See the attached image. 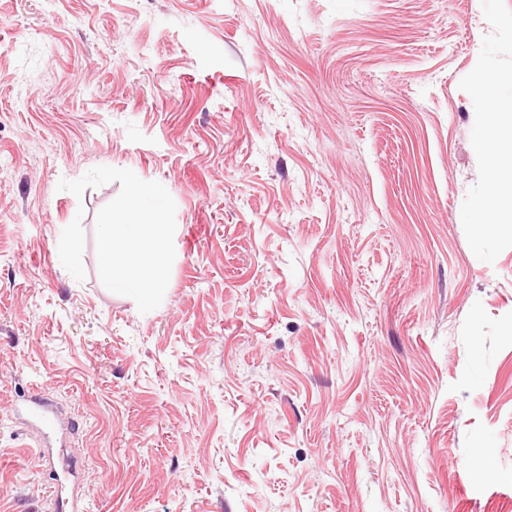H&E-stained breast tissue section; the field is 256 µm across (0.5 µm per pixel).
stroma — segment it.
Wrapping results in <instances>:
<instances>
[{"mask_svg": "<svg viewBox=\"0 0 512 512\" xmlns=\"http://www.w3.org/2000/svg\"><path fill=\"white\" fill-rule=\"evenodd\" d=\"M512 0H0V512H512V228L462 216ZM167 288L99 275L131 178Z\"/></svg>", "mask_w": 512, "mask_h": 512, "instance_id": "stroma-1", "label": "stroma"}]
</instances>
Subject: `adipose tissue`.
Segmentation results:
<instances>
[{"instance_id": "adipose-tissue-1", "label": "adipose tissue", "mask_w": 512, "mask_h": 512, "mask_svg": "<svg viewBox=\"0 0 512 512\" xmlns=\"http://www.w3.org/2000/svg\"><path fill=\"white\" fill-rule=\"evenodd\" d=\"M474 93L483 103V116L472 131V147L489 165L490 187L472 199L465 220L483 237L512 223V81L488 74ZM128 203L123 219L103 227L106 260L100 273L114 293L149 306L165 291L161 257L170 227L160 220L163 206L154 186L131 180Z\"/></svg>"}]
</instances>
